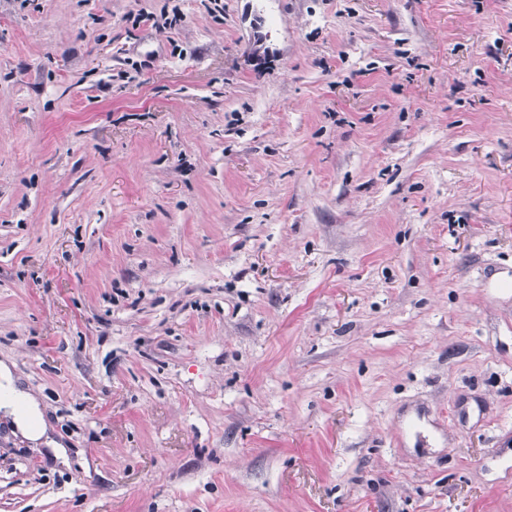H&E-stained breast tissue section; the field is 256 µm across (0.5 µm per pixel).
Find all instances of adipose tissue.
Returning <instances> with one entry per match:
<instances>
[{
	"label": "adipose tissue",
	"mask_w": 512,
	"mask_h": 512,
	"mask_svg": "<svg viewBox=\"0 0 512 512\" xmlns=\"http://www.w3.org/2000/svg\"><path fill=\"white\" fill-rule=\"evenodd\" d=\"M0 419L31 444L48 442L40 400L22 388L10 360H0Z\"/></svg>",
	"instance_id": "obj_1"
}]
</instances>
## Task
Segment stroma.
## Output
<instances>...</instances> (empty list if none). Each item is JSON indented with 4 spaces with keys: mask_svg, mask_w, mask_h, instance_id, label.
Here are the masks:
<instances>
[{
    "mask_svg": "<svg viewBox=\"0 0 512 512\" xmlns=\"http://www.w3.org/2000/svg\"><path fill=\"white\" fill-rule=\"evenodd\" d=\"M0 512H512V0H0ZM14 364L9 359L0 360V411L2 418L10 422L14 432L31 444L51 445L56 458L65 461L66 450L61 443L46 436L41 401L22 388L13 372Z\"/></svg>",
    "mask_w": 512,
    "mask_h": 512,
    "instance_id": "35a3bbf8",
    "label": "stroma"
}]
</instances>
